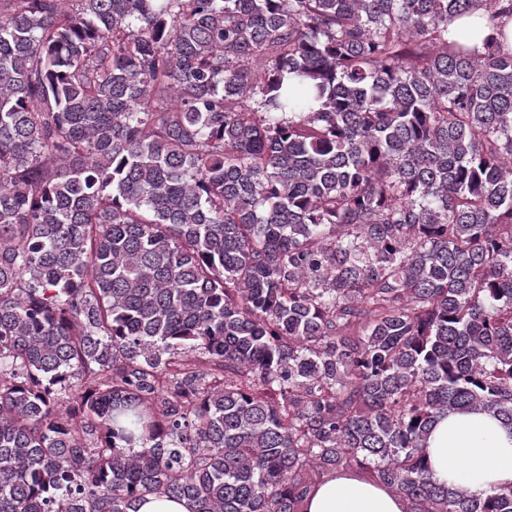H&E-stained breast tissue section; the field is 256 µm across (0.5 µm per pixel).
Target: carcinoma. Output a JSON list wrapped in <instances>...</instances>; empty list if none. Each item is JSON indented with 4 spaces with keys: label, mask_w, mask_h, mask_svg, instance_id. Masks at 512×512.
<instances>
[{
    "label": "carcinoma",
    "mask_w": 512,
    "mask_h": 512,
    "mask_svg": "<svg viewBox=\"0 0 512 512\" xmlns=\"http://www.w3.org/2000/svg\"><path fill=\"white\" fill-rule=\"evenodd\" d=\"M512 0H0V512H405L512 429ZM485 23L484 19L477 13L456 22L452 29V35L466 34L469 37V44L471 46H480L485 37L491 35L497 37L496 31ZM434 476L485 497L512 485V433L485 413H451L428 440ZM403 501L387 488L356 475L333 476L306 498L303 512H403ZM139 502L138 512H192L193 506L186 499L158 498L147 495Z\"/></svg>",
    "instance_id": "carcinoma-1"
}]
</instances>
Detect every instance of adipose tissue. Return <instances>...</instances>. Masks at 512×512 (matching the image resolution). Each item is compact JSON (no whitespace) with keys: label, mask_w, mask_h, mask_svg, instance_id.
I'll use <instances>...</instances> for the list:
<instances>
[{"label":"adipose tissue","mask_w":512,"mask_h":512,"mask_svg":"<svg viewBox=\"0 0 512 512\" xmlns=\"http://www.w3.org/2000/svg\"><path fill=\"white\" fill-rule=\"evenodd\" d=\"M435 477L483 497L512 485V431L485 413H451L428 440ZM387 488L356 475L331 477L306 498L303 512H403Z\"/></svg>","instance_id":"obj_1"}]
</instances>
